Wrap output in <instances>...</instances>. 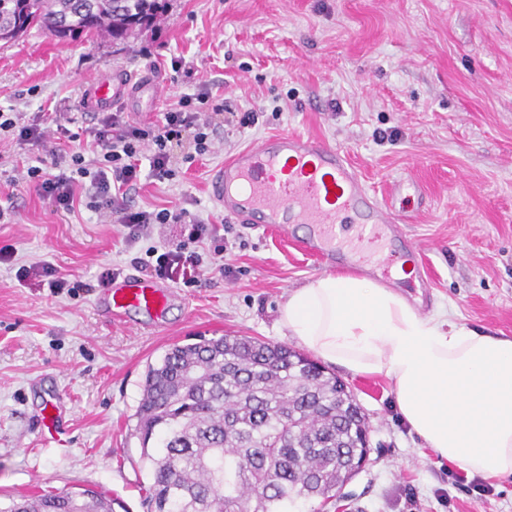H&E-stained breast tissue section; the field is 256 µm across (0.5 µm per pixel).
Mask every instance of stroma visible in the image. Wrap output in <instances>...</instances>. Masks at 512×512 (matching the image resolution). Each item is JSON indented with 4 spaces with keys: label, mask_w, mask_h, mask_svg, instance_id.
<instances>
[{
    "label": "stroma",
    "mask_w": 512,
    "mask_h": 512,
    "mask_svg": "<svg viewBox=\"0 0 512 512\" xmlns=\"http://www.w3.org/2000/svg\"><path fill=\"white\" fill-rule=\"evenodd\" d=\"M194 74L174 72L177 59ZM147 70L165 79L144 90L141 113L114 106L140 126L156 124L184 97L223 105L210 152L182 145L176 175L157 180L142 158L134 208L183 207L221 225L210 170L240 148L282 132L343 147L372 195L402 212L407 280L380 283L412 295L431 288L427 314L512 338V0H168L161 22L128 43L60 41L31 29L0 47V112L68 106L83 124L90 78ZM254 111L243 128L238 113ZM37 145L0 143V503L43 492L91 489L118 501L115 512H146L151 478L131 430L149 366L198 337L250 336L298 349L277 325L290 290L323 267L273 233L229 226L227 275L199 285L173 279L176 299L164 326L110 320L94 283L103 268L144 275L137 264L161 234L128 245L123 229L84 204L54 212L23 178ZM226 224V223H225ZM53 264L86 282L57 293L16 276L20 266ZM335 374L368 424L363 468L329 503L303 512H512V477L487 481L440 460L402 422L383 375ZM62 407L60 439L43 436L38 411Z\"/></svg>",
    "instance_id": "stroma-1"
}]
</instances>
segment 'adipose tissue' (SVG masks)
<instances>
[{
	"instance_id": "adipose-tissue-1",
	"label": "adipose tissue",
	"mask_w": 512,
	"mask_h": 512,
	"mask_svg": "<svg viewBox=\"0 0 512 512\" xmlns=\"http://www.w3.org/2000/svg\"><path fill=\"white\" fill-rule=\"evenodd\" d=\"M277 323L324 362L389 377L403 423L440 459L512 476V339L421 316L396 289L350 273L291 291Z\"/></svg>"
}]
</instances>
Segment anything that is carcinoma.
I'll list each match as a JSON object with an SVG mask.
<instances>
[{"label": "carcinoma", "instance_id": "cac0c4a2", "mask_svg": "<svg viewBox=\"0 0 512 512\" xmlns=\"http://www.w3.org/2000/svg\"><path fill=\"white\" fill-rule=\"evenodd\" d=\"M166 0H0V37L124 41ZM133 435L151 475L148 512H293L354 475L367 422L348 386L286 346L201 338L148 369ZM0 512H114L90 489L23 496Z\"/></svg>", "mask_w": 512, "mask_h": 512}]
</instances>
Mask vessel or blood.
<instances>
[{
  "label": "vessel or blood",
  "mask_w": 512,
  "mask_h": 512,
  "mask_svg": "<svg viewBox=\"0 0 512 512\" xmlns=\"http://www.w3.org/2000/svg\"><path fill=\"white\" fill-rule=\"evenodd\" d=\"M145 77L126 75L123 85L91 82L87 98L93 109L106 110L123 98V89L144 86ZM209 190L225 218L292 238L298 248L333 267L354 260L365 270L393 262L401 213L369 195L345 150L322 138L282 132L237 151L213 168ZM171 291L145 278L117 276L104 298L113 319L128 311L162 323Z\"/></svg>",
  "instance_id": "obj_1"
}]
</instances>
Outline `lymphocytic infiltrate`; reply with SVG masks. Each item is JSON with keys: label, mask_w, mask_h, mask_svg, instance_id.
Here are the masks:
<instances>
[{"label": "lymphocytic infiltrate", "mask_w": 512, "mask_h": 512, "mask_svg": "<svg viewBox=\"0 0 512 512\" xmlns=\"http://www.w3.org/2000/svg\"><path fill=\"white\" fill-rule=\"evenodd\" d=\"M51 133L41 115L25 117L21 112L0 113V141L9 139L19 144L44 146L43 155L29 166L27 175L37 192L48 199L55 211H71L77 191H84L86 207L104 221L121 225L128 243L135 244L150 236L154 225L173 224L178 228L175 240L150 247L148 268L160 278H181L195 283L203 264L219 273L225 272L226 241L216 225L208 224L184 208L134 211L118 198L136 190L140 182V157L151 148L150 168L159 180L172 179L171 153L184 138H191L196 154L209 151L214 126L205 107L192 106L190 100L179 101L177 108L165 112L152 126H135L120 114L106 112L88 127L71 130L57 124L56 145H47ZM91 138L99 148L97 158L86 159L81 138ZM207 242V254L193 251V244Z\"/></svg>", "instance_id": "f902f5d3"}]
</instances>
